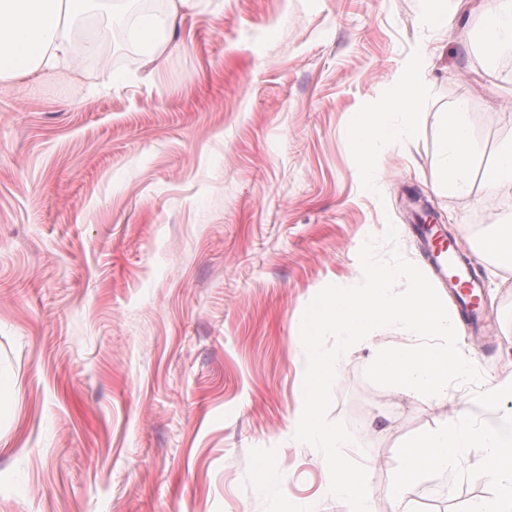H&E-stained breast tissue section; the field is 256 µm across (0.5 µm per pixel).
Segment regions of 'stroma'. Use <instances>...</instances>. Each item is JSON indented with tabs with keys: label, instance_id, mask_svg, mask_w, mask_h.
<instances>
[{
	"label": "stroma",
	"instance_id": "obj_1",
	"mask_svg": "<svg viewBox=\"0 0 512 512\" xmlns=\"http://www.w3.org/2000/svg\"><path fill=\"white\" fill-rule=\"evenodd\" d=\"M480 8L448 0V32L417 24L416 0H204L151 78L106 32L77 78L0 84V512H338L289 424L300 318L325 285H354L362 242L390 223L457 308L414 230L423 202L483 284L470 357L483 380L512 375V270L472 255L512 197L435 187L437 113L466 102L478 173L512 134V49L489 61L462 37ZM419 43L418 136L382 149L364 184L351 115L381 104ZM109 74L116 87L87 95ZM403 341L352 347L332 388L374 512L395 508L403 445L452 408L365 377ZM482 456L426 473L416 512L492 497ZM267 461L284 494L261 486Z\"/></svg>",
	"mask_w": 512,
	"mask_h": 512
}]
</instances>
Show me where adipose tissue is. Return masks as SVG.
Segmentation results:
<instances>
[{
    "label": "adipose tissue",
    "mask_w": 512,
    "mask_h": 512,
    "mask_svg": "<svg viewBox=\"0 0 512 512\" xmlns=\"http://www.w3.org/2000/svg\"><path fill=\"white\" fill-rule=\"evenodd\" d=\"M199 2L169 0L167 12L158 16L137 12L134 0H0V83H28L75 69L74 27L96 12L122 21L145 75H152L173 42L178 17L195 11ZM470 37L490 61L504 49H512V0H483ZM430 65L425 47L415 46L380 106L354 113L351 137L363 181L374 177L384 146L415 139V103L427 82ZM436 121L440 184L449 197L474 205L484 196H512V134L498 143L493 163L477 181L473 178L477 147L466 104L455 103L448 111L438 113ZM510 401L512 376L489 381L475 395L455 401L447 420L411 439L390 485L398 512H412L410 498L424 471L456 468L469 448L482 449V467L492 478L495 493L473 502L468 512H512V413L504 409Z\"/></svg>",
    "instance_id": "obj_1"
}]
</instances>
